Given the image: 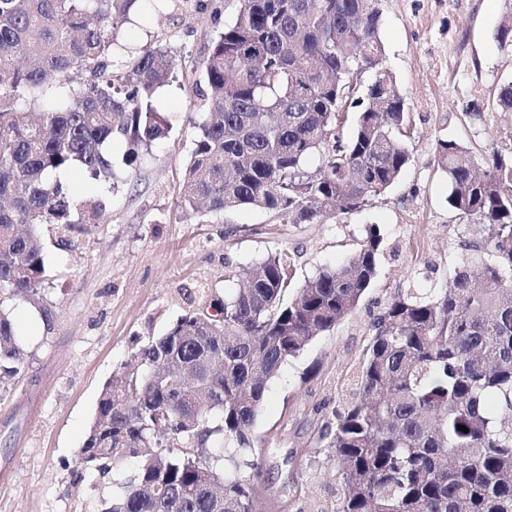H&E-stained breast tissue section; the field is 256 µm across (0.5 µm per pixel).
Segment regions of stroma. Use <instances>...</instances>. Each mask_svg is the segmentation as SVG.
Returning <instances> with one entry per match:
<instances>
[{
  "instance_id": "35a3bbf8",
  "label": "stroma",
  "mask_w": 512,
  "mask_h": 512,
  "mask_svg": "<svg viewBox=\"0 0 512 512\" xmlns=\"http://www.w3.org/2000/svg\"><path fill=\"white\" fill-rule=\"evenodd\" d=\"M504 0H379L387 68L406 95L410 162L385 196L317 224H277L268 213L187 216L178 201L194 137L195 85L216 32L208 16L125 28L121 44L164 39L180 55L158 107L174 120L112 195L107 223L62 236L42 228L50 281L44 307H8L29 371L0 396V512H99L112 481L85 470L78 450L104 383L142 340L162 335L185 310H207L235 288L240 270L287 250L293 282L343 264L375 225L385 250L358 307L282 368L266 392L254 435L264 456L263 512H330L338 465L319 432L342 400L370 338V324L401 288L445 284L473 225L448 205L435 141L450 137L473 155L512 150V112L498 93L512 81V49L496 31ZM480 105L483 121L468 113Z\"/></svg>"
}]
</instances>
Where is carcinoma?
<instances>
[{
	"label": "carcinoma",
	"instance_id": "obj_1",
	"mask_svg": "<svg viewBox=\"0 0 512 512\" xmlns=\"http://www.w3.org/2000/svg\"><path fill=\"white\" fill-rule=\"evenodd\" d=\"M138 2L0 0V297L39 302L50 277L42 225L70 233L111 216L107 197L76 201L58 174L112 189L113 141L132 170L172 128L156 99L174 50L117 56L119 31L144 23ZM157 2L173 20L221 23L213 0ZM236 2L202 63L181 209L251 206L277 224H311L384 195L410 155L379 0ZM496 38L512 46L511 3ZM366 71L357 97L352 79ZM314 153L321 163L308 171ZM435 161L448 205L478 232L448 284L407 289L371 324L350 394L320 431L341 464L336 512H512V157L494 149L479 173L467 147L439 139ZM382 241L368 227L344 264L294 290L291 256L272 252L242 269L216 314L188 310L140 345L104 384L78 451L116 475L100 512H259L253 427L268 385L359 305ZM28 368L0 306V393Z\"/></svg>",
	"mask_w": 512,
	"mask_h": 512
}]
</instances>
